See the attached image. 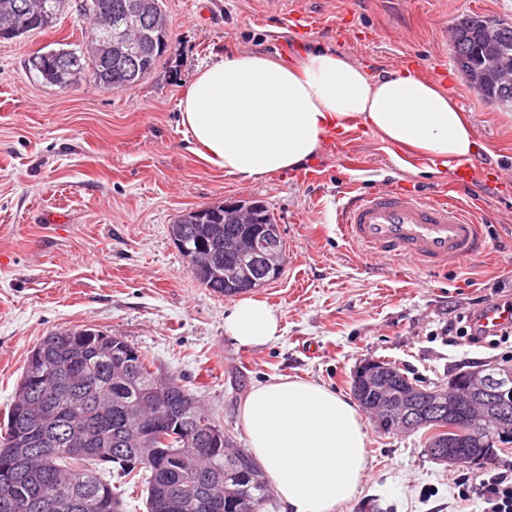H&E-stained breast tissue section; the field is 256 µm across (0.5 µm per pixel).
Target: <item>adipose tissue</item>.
Wrapping results in <instances>:
<instances>
[{"instance_id": "obj_1", "label": "adipose tissue", "mask_w": 512, "mask_h": 512, "mask_svg": "<svg viewBox=\"0 0 512 512\" xmlns=\"http://www.w3.org/2000/svg\"><path fill=\"white\" fill-rule=\"evenodd\" d=\"M180 107L197 157L240 181L300 167L328 134L354 122L436 167L477 150L469 118L437 84L407 69L372 78L328 50L289 65L244 51L219 55L197 71ZM224 329L241 345L262 347L278 336L280 318L266 302L245 298ZM241 420L283 512H335L363 484L367 429L336 391L279 378L250 391Z\"/></svg>"}]
</instances>
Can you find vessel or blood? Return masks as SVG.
<instances>
[{"label":"vessel or blood","mask_w":512,"mask_h":512,"mask_svg":"<svg viewBox=\"0 0 512 512\" xmlns=\"http://www.w3.org/2000/svg\"><path fill=\"white\" fill-rule=\"evenodd\" d=\"M345 238L360 246L366 258L409 260L425 270L439 271L485 253L481 225L461 208L395 188L350 197L340 209ZM478 323L487 333L512 326V305L482 308Z\"/></svg>","instance_id":"b4317fda"}]
</instances>
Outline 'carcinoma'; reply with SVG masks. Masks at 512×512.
I'll return each mask as SVG.
<instances>
[{"label":"carcinoma","mask_w":512,"mask_h":512,"mask_svg":"<svg viewBox=\"0 0 512 512\" xmlns=\"http://www.w3.org/2000/svg\"><path fill=\"white\" fill-rule=\"evenodd\" d=\"M13 2L17 5L16 23L9 28L0 25V41H18L49 30L69 7V0ZM80 12L92 20L86 36L94 37L105 48L117 45L119 51L112 54L109 64L82 48L52 49L33 56L31 69L61 90L74 85L72 63L79 77L88 74L101 86L130 88L150 73L168 50L170 37L161 0H141L136 9L129 8L128 0H85ZM487 23L478 15L455 23L451 51L456 66L477 77L476 91L493 102L512 98V79L504 81L485 68ZM250 205V224L234 223V217H225L222 206L209 208L203 216L196 210L181 215L172 225L174 239L184 244L181 254L190 258L187 249L204 236L210 224H222L229 234L245 237L264 224L274 223L273 214L263 202L252 201ZM223 261L230 264L237 277L250 271L247 257L225 254ZM118 345L111 353L102 351L98 337L89 335L85 328L54 331L42 339L39 347L43 363L70 373L74 394L61 392L47 398L29 391L14 397L0 423V504L6 500L16 503L17 508L9 512H40L26 508L27 503L48 501L54 504L48 512H75L69 502L79 489L90 504L83 512H98L92 507L98 501L120 509L119 486L140 475L145 482L147 512H156L158 500L166 494L175 495L178 501V507L168 512H238L241 501L251 503L252 512H264L271 489L251 453L239 448L237 456L229 457L222 447L200 449L211 421L202 407L189 406L196 400L194 394L174 380L158 378L143 354L126 340L119 339ZM368 369L386 376L396 393L414 384L385 361L374 360ZM161 386L167 388L164 405L171 419L169 430L161 437L153 435L141 442L127 439L138 429L143 399ZM351 387L360 389L359 403L365 410L378 399L380 385L367 384L358 369L352 375ZM40 412L58 414L59 425H32L30 419ZM72 422L88 431V452L70 456L40 451L44 442L64 438ZM465 426L464 433L478 437L488 457L495 455L498 445L512 443V428L503 431L491 415L478 414ZM424 428L435 430L427 440L429 448L446 447L449 440L460 437L448 428L446 420L416 425L418 430ZM202 478L231 489L220 510L207 507Z\"/></svg>","instance_id":"carcinoma-1"}]
</instances>
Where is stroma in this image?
<instances>
[{
	"mask_svg": "<svg viewBox=\"0 0 512 512\" xmlns=\"http://www.w3.org/2000/svg\"><path fill=\"white\" fill-rule=\"evenodd\" d=\"M170 49L126 90L83 80L68 90L31 70L39 51L85 40L87 20L67 9L55 27L0 43V419L41 339L94 327L144 354L152 371L193 391L210 419L248 445L240 406L251 389L298 378L352 396L362 363L385 360L426 388L461 370L512 365V339L472 347L456 334L461 313L512 301V112L500 111L450 58L454 23L481 15L512 23V0H297L313 27L297 42L293 22L264 0H162ZM227 49L288 64L331 50L371 76L410 65L467 112L479 176L396 162L398 150L363 124L325 139L305 167L238 181L188 148L180 102L196 71ZM317 171L305 180L306 170ZM500 170V184L483 173ZM394 184L462 204L486 225L490 248L470 262L426 273L415 263L368 260L336 226L345 196ZM261 200L285 243L282 275L251 290L279 314L277 339L239 345L224 331L235 299L191 273L171 226L188 210ZM64 210L65 222L48 212ZM363 485L336 512H456L460 482L479 466L451 468L426 452L421 429L385 433L371 414Z\"/></svg>",
	"mask_w": 512,
	"mask_h": 512,
	"instance_id": "35a3bbf8",
	"label": "stroma"
}]
</instances>
